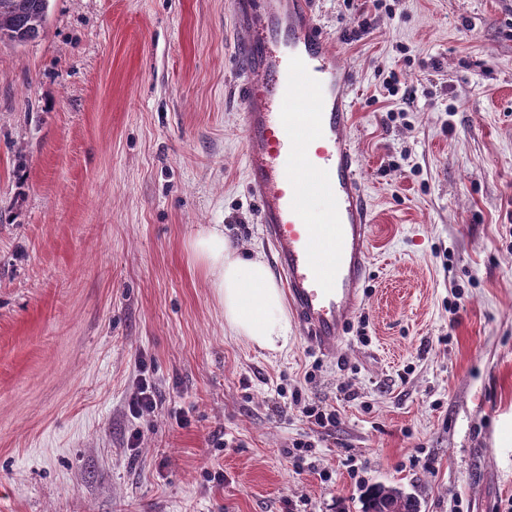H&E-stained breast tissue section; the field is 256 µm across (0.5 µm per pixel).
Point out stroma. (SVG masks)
I'll return each instance as SVG.
<instances>
[{
	"label": "stroma",
	"mask_w": 512,
	"mask_h": 512,
	"mask_svg": "<svg viewBox=\"0 0 512 512\" xmlns=\"http://www.w3.org/2000/svg\"><path fill=\"white\" fill-rule=\"evenodd\" d=\"M314 9L372 213L332 356L231 336L190 250L269 254L230 0H50L0 44V512H512V0ZM154 390V385L150 381L146 378L141 379L129 403V411L134 417L150 415L157 408ZM362 512H420V502L396 486L374 485L362 497Z\"/></svg>",
	"instance_id": "obj_1"
}]
</instances>
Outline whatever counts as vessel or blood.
Returning <instances> with one entry per match:
<instances>
[{
    "label": "vessel or blood",
    "mask_w": 512,
    "mask_h": 512,
    "mask_svg": "<svg viewBox=\"0 0 512 512\" xmlns=\"http://www.w3.org/2000/svg\"><path fill=\"white\" fill-rule=\"evenodd\" d=\"M245 81L243 111L248 190L259 205L262 232L300 329L315 349L335 353L362 304L370 218L352 124V75L327 45L312 0H231ZM305 84L317 104L304 121L282 104ZM303 143L304 163L333 205L323 223H309L300 181L290 163ZM327 241V257L317 252Z\"/></svg>",
    "instance_id": "1"
}]
</instances>
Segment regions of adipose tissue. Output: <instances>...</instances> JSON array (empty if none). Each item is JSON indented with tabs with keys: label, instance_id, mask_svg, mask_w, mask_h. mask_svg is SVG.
<instances>
[{
	"label": "adipose tissue",
	"instance_id": "ef3b65f1",
	"mask_svg": "<svg viewBox=\"0 0 512 512\" xmlns=\"http://www.w3.org/2000/svg\"><path fill=\"white\" fill-rule=\"evenodd\" d=\"M190 248L217 290L230 333L264 350H285L290 326L284 296L267 263L235 248L218 224L198 231Z\"/></svg>",
	"mask_w": 512,
	"mask_h": 512
}]
</instances>
